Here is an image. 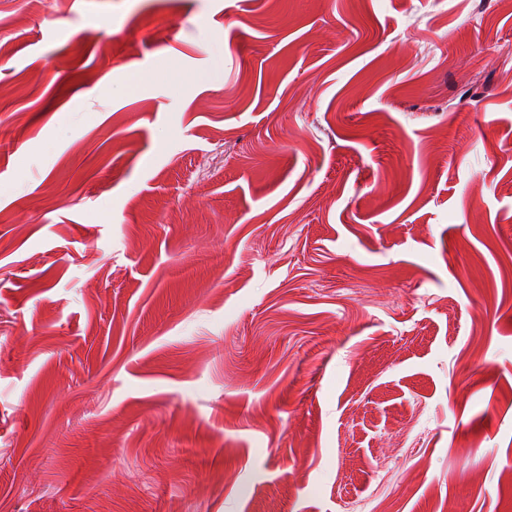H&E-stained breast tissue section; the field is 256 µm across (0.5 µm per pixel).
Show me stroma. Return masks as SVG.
I'll list each match as a JSON object with an SVG mask.
<instances>
[{
    "instance_id": "1",
    "label": "stroma",
    "mask_w": 512,
    "mask_h": 512,
    "mask_svg": "<svg viewBox=\"0 0 512 512\" xmlns=\"http://www.w3.org/2000/svg\"><path fill=\"white\" fill-rule=\"evenodd\" d=\"M0 512H512V0H0Z\"/></svg>"
}]
</instances>
